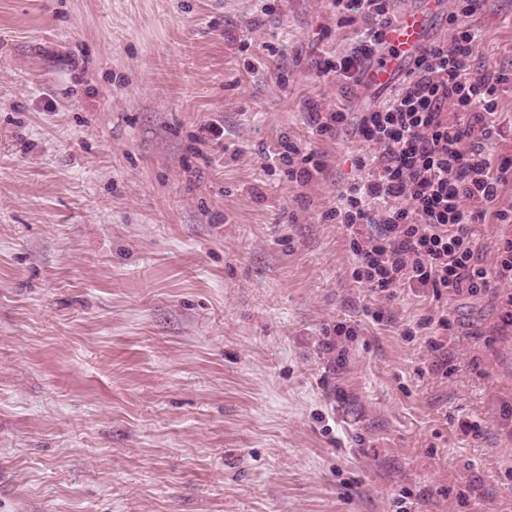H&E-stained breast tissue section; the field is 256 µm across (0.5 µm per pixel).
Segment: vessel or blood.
Here are the masks:
<instances>
[{"label": "vessel or blood", "instance_id": "b4317fda", "mask_svg": "<svg viewBox=\"0 0 512 512\" xmlns=\"http://www.w3.org/2000/svg\"><path fill=\"white\" fill-rule=\"evenodd\" d=\"M440 7L441 0H421L420 5L404 11L388 35L390 51L375 61L366 73L370 83L378 87L389 85L397 73L407 70L409 63L425 47L431 19Z\"/></svg>", "mask_w": 512, "mask_h": 512}]
</instances>
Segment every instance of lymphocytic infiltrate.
I'll list each match as a JSON object with an SVG mask.
<instances>
[{
	"mask_svg": "<svg viewBox=\"0 0 512 512\" xmlns=\"http://www.w3.org/2000/svg\"><path fill=\"white\" fill-rule=\"evenodd\" d=\"M490 0H458L449 13L451 42L428 43L388 99L360 112L348 105L316 115L319 134L353 124L366 150L356 159L366 175L344 188L324 220L345 228L353 274L376 294L428 291L435 303L450 294L480 293L512 281V237L501 238L494 268L482 263L472 225L512 223L502 206L512 184V156L494 157L503 134L498 100L512 86V71L473 66L470 22ZM336 12L354 11L362 23L358 42L345 54L321 57L322 79L363 84L371 63L389 48L397 23L393 0H332ZM364 224L372 234L361 233Z\"/></svg>",
	"mask_w": 512,
	"mask_h": 512,
	"instance_id": "1",
	"label": "lymphocytic infiltrate"
}]
</instances>
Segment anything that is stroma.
<instances>
[{
  "label": "stroma",
  "mask_w": 512,
  "mask_h": 512,
  "mask_svg": "<svg viewBox=\"0 0 512 512\" xmlns=\"http://www.w3.org/2000/svg\"><path fill=\"white\" fill-rule=\"evenodd\" d=\"M471 33L512 70V0ZM359 35L331 0H0V512H512V287L373 294L322 218L361 144L311 113L383 95L312 62ZM288 141L323 173L267 170Z\"/></svg>",
  "instance_id": "obj_1"
}]
</instances>
